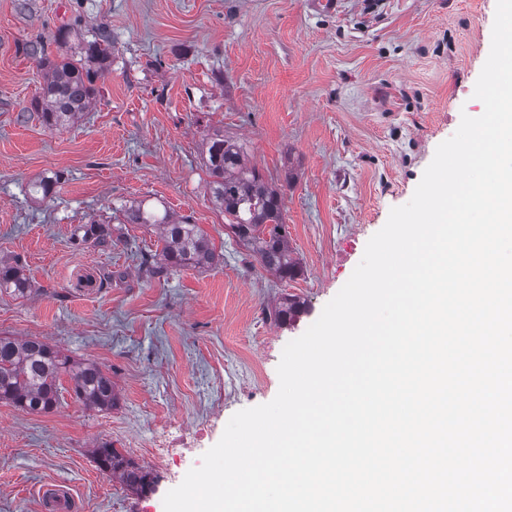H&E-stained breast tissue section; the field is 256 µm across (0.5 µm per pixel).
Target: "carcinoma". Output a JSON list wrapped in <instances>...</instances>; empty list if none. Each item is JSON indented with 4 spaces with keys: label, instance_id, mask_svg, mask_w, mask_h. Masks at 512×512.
Listing matches in <instances>:
<instances>
[{
    "label": "carcinoma",
    "instance_id": "obj_1",
    "mask_svg": "<svg viewBox=\"0 0 512 512\" xmlns=\"http://www.w3.org/2000/svg\"><path fill=\"white\" fill-rule=\"evenodd\" d=\"M22 51L39 59L47 67L43 94L35 103L42 122L62 127L77 121L97 98L96 86L102 69H92L85 60L105 63L112 55V34L97 28L87 42L84 58L63 54L57 61L46 58L43 40H30ZM204 165L213 177L211 192L215 204L229 217L227 228L235 241L252 250L261 267L280 280L298 273L284 235L283 205L279 193L263 180L255 168L247 165L243 145L214 131L205 138ZM56 178L43 176L34 180L29 193L36 199L49 196ZM127 224H149L160 230L162 249L140 254V270L148 278L167 277L186 267H210L220 262L204 232L196 224L173 218L169 210L158 211L143 203L124 211ZM82 239L98 245L112 243L113 228L91 221L81 225ZM23 296L28 280L23 266L16 261L0 266V290ZM302 304L294 298L268 311L277 323H285L301 312ZM73 382L75 395L100 410L112 408V378L92 362H78L37 339L17 340L0 336V401L9 402L28 412L51 411L58 400L62 375ZM100 470L119 475L122 483L136 492L150 486V472L127 460L116 449L103 446L95 452Z\"/></svg>",
    "mask_w": 512,
    "mask_h": 512
}]
</instances>
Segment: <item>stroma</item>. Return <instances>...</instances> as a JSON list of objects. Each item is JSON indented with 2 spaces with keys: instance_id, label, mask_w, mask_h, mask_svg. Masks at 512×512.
<instances>
[{
  "instance_id": "35a3bbf8",
  "label": "stroma",
  "mask_w": 512,
  "mask_h": 512,
  "mask_svg": "<svg viewBox=\"0 0 512 512\" xmlns=\"http://www.w3.org/2000/svg\"><path fill=\"white\" fill-rule=\"evenodd\" d=\"M0 0V260L20 258L29 291L0 293V336L33 337L109 373V411L61 376L56 407L0 402V512H42V485L72 512H164L239 410L270 402L285 345L349 280L392 207L406 204L462 115L477 117L496 0ZM112 32L96 107L49 127L34 102L42 67L20 49L68 31L69 53ZM247 146L280 194L299 274L278 280L225 229L201 149L209 129ZM58 177L49 197L26 188ZM145 202L208 236L223 262L145 278L158 230L128 224ZM118 225L101 248L89 221ZM287 296L303 313L266 311ZM167 450L156 454L155 444ZM147 468L135 493L101 471L96 448ZM70 494L58 485L43 486L39 491V499L46 504L45 509L51 511H70Z\"/></svg>"
}]
</instances>
